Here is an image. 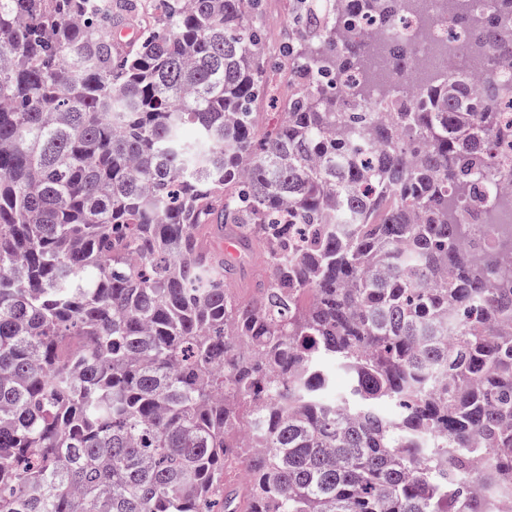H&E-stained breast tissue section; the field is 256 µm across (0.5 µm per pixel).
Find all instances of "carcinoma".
I'll list each match as a JSON object with an SVG mask.
<instances>
[{"mask_svg":"<svg viewBox=\"0 0 512 512\" xmlns=\"http://www.w3.org/2000/svg\"><path fill=\"white\" fill-rule=\"evenodd\" d=\"M437 2L0 0V512H512V0ZM289 0H264L262 27L269 54L277 56L284 29L291 23ZM268 274L263 257L258 252L248 255L237 269L234 280L235 288L250 295L255 283Z\"/></svg>","mask_w":512,"mask_h":512,"instance_id":"cac0c4a2","label":"carcinoma"}]
</instances>
